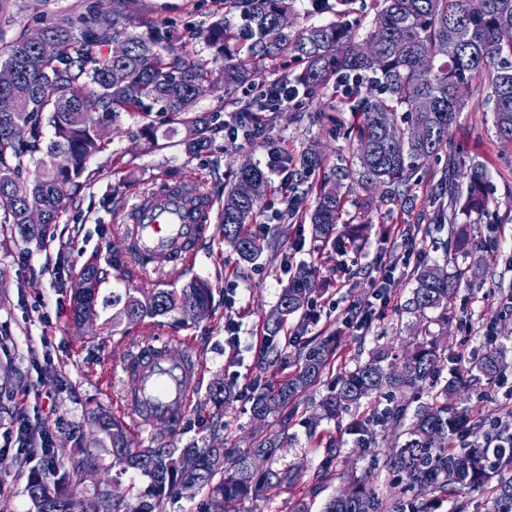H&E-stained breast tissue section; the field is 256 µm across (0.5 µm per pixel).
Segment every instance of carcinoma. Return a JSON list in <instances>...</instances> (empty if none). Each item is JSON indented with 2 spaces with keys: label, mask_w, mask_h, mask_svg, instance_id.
<instances>
[{
  "label": "carcinoma",
  "mask_w": 512,
  "mask_h": 512,
  "mask_svg": "<svg viewBox=\"0 0 512 512\" xmlns=\"http://www.w3.org/2000/svg\"><path fill=\"white\" fill-rule=\"evenodd\" d=\"M129 0H113L112 26L99 23L95 6L78 21L57 19L44 27L57 46L52 57L41 54L35 44L21 36L0 57L1 65L16 67V79L0 87V210L5 223L20 237L41 241L45 229L57 223L64 201L79 186L88 160L106 146V125L121 113L143 120L153 114L181 121L182 143L190 154L210 149L217 127L213 117L191 111L212 70L203 59L178 55L169 31L151 26L145 33L133 31ZM313 8L332 12L335 20L296 29L295 0H224V12L237 13L238 30L222 18L209 28L207 41L224 58L221 77L224 88L235 92L255 86L258 63L289 53L302 61L297 85L315 95L341 77L362 76L353 89L358 98L352 109L356 121L350 133L355 152L349 165L324 172L323 154L308 148L294 157L283 149L275 162L293 166L294 178L280 186L288 219H309L315 237L340 248L365 239L369 224H340L344 214V181L366 191L380 184L385 200L409 205L411 180L419 165L448 149L450 130L468 105L473 91H487L496 136L512 140V44L499 38V29L512 25V0H372L374 27L366 39L376 43V54L358 53L359 33L346 20L353 0H310ZM424 58L432 62L420 68ZM274 95H256L241 100L235 112L238 124L249 126L263 120V113L276 111ZM52 128L46 137L45 126ZM422 126L424 139L412 138L411 130ZM39 170L27 182L22 172L29 164ZM243 181L254 185L248 198L238 194ZM307 188L300 189L301 185ZM269 188L265 173L253 166L235 172L224 195L220 220L224 241L240 259L260 257L264 237L253 229L259 203ZM314 195V207L302 211L304 196ZM491 202L483 171L472 166L442 178L432 195L438 210H448L451 221L448 250L466 257L464 241L471 217L482 214ZM42 210L40 224L25 220L29 207ZM149 259L128 248L112 256V270L122 278L130 271L148 268ZM465 270L446 275L436 264L416 268V287L405 310L419 329L398 356L388 345L369 352L336 376V382L319 401L320 416L310 417L316 431L318 418L336 419L358 409L384 390L397 396L382 410L353 420L349 434L365 448L377 442L374 424L402 437L390 445L384 466L401 475L406 488L419 492L444 491L449 485L465 490L480 483L493 484L486 512H512V456H501L503 471L486 469L489 448L468 442L458 454L448 453L452 437L470 432L472 420L454 404L455 393L472 389L483 378H494L504 365L503 347L486 340L480 358L459 367L444 383L436 375L447 361L443 340L448 337L450 309ZM84 279L92 285L87 296L74 295L72 315L79 319L85 307L97 303L100 278L94 266ZM313 271L301 270L283 288L275 317L266 337L267 353L276 354L277 334L288 317L303 311L315 289ZM211 288L193 281L178 291L154 290L125 303L124 316L131 322L178 311L187 320L209 315ZM336 347L328 339L303 342L297 367L270 383H257L252 393V416L259 423L246 448H135L123 420L104 408L94 411L100 432L112 447V464L133 468L148 479L145 489L124 500L107 492L98 496L103 512H161L163 502L176 493H203L204 512H224V504L252 501L274 491L293 488L301 474L291 467L274 469L273 459L285 447L279 434L265 430L274 417L287 427L300 399L321 378L333 360ZM56 480L48 482L32 473L27 493L34 512H74L73 499L57 486L66 468H52ZM382 499L374 478L367 472L350 474L343 491L332 496L323 512H381Z\"/></svg>",
  "instance_id": "obj_1"
}]
</instances>
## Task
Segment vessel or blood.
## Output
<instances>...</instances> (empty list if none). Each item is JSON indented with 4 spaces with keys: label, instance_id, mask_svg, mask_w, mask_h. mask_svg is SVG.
Segmentation results:
<instances>
[{
    "label": "vessel or blood",
    "instance_id": "obj_1",
    "mask_svg": "<svg viewBox=\"0 0 512 512\" xmlns=\"http://www.w3.org/2000/svg\"><path fill=\"white\" fill-rule=\"evenodd\" d=\"M213 206L212 199L197 188L170 183L153 199H139L132 208L134 217L124 229L134 246L152 255L159 265L179 266L192 260L194 247L204 235L198 217L212 212ZM122 371L129 383L124 406L143 426L156 419L181 421L202 376L199 363L172 354L165 340L126 360Z\"/></svg>",
    "mask_w": 512,
    "mask_h": 512
}]
</instances>
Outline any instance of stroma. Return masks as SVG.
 <instances>
[{
    "label": "stroma",
    "mask_w": 512,
    "mask_h": 512,
    "mask_svg": "<svg viewBox=\"0 0 512 512\" xmlns=\"http://www.w3.org/2000/svg\"><path fill=\"white\" fill-rule=\"evenodd\" d=\"M84 2L0 0V52L20 34L33 33L55 18H79ZM130 8L136 18L171 29L180 53L208 60L212 76L193 110L227 119L234 107L219 76L224 60L205 38L210 24L223 16L224 0H131ZM353 105V100L332 88L313 97L304 95L298 105L269 113L263 138L247 141L220 132L211 149L201 154L186 152L178 133L164 139L160 147H149L141 120L121 114L106 128V151L91 158L82 187L66 200L42 245L24 241L10 225L0 223V512H31L27 483L40 461L24 460L16 451L3 448L7 430L23 417L45 420L49 426L51 444L70 474L68 486L77 494L78 512H90L100 483H108L120 496L146 486L139 471L113 466L110 444L100 443L84 419L98 407L118 413L126 389L122 363L131 351L156 336L167 337L175 354L190 347L203 375L183 427L174 430L157 419L141 429L133 419H126L133 447L147 448L160 441L180 448L220 443L246 447L255 426L254 382L287 374L298 351L291 333L285 331L279 335L278 361L269 364L263 358L267 322L284 286L302 266L318 274L317 289L305 310L303 336H332L339 345L320 384L299 405L300 417L314 414L327 383L341 369L366 359L375 346L397 345L398 311L415 286L413 271L419 262L454 268L448 254V227L427 196L428 185L437 183L452 158L482 166L493 202L488 214L471 227L473 254L487 264L459 290L448 327V360L454 363L477 356L490 332L506 353L500 376L464 392L456 406L480 421L477 440L495 444L512 435V144L497 138L482 96L473 97L461 113L447 152L424 161L413 177L411 209L400 210L378 197L368 207L354 209V223L371 227L360 250L326 256L309 223L280 218L285 204L275 194L256 218L271 242L256 262L242 261L225 242L214 212L190 266L173 274L138 273L129 279L112 273L113 253L129 245L117 222L136 197L167 179L197 183L216 202H223L226 187L242 163L266 167L282 148L297 154L308 145H318L327 167H334L353 152L346 135ZM383 258L393 263L384 288L390 298L385 307L374 298L372 286ZM92 264L104 271L97 315L78 325L72 319L71 297L83 270ZM194 280L207 282L212 289V311L205 318L187 323L173 312L131 323L120 315L130 294L180 289ZM367 310L373 313L369 326L345 324L347 313ZM218 379L231 384L235 395L221 410L210 395ZM54 386L60 389L55 401L36 398L37 389ZM351 420L346 414L339 421L320 424L321 431L341 440L339 456L331 462L325 461L323 449L310 441L303 426H290L292 445L279 453L275 464L295 466L303 477L294 488L255 503V512H294L300 503L308 512H322L325 502L344 488L351 470L372 473L383 512H409L424 500L429 512H453L455 493L434 492L423 498L401 493L394 476L377 465L394 436H387L385 444L376 448H354L347 431ZM87 453L95 458V466L84 464ZM323 465L328 466L329 477L318 487L310 476Z\"/></svg>",
    "instance_id": "obj_1"
}]
</instances>
